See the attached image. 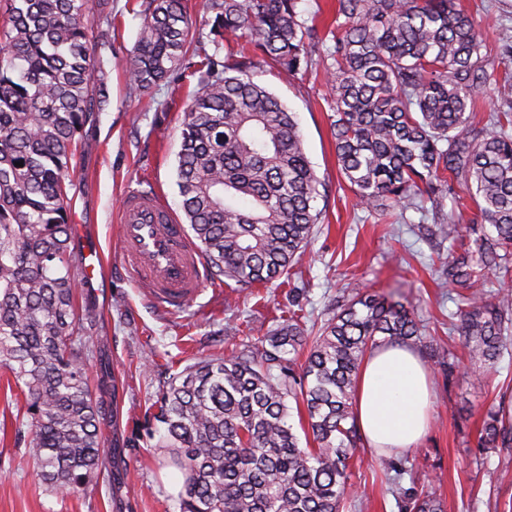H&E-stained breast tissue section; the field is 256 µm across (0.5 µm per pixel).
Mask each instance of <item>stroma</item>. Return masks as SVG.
<instances>
[{"mask_svg":"<svg viewBox=\"0 0 512 512\" xmlns=\"http://www.w3.org/2000/svg\"><path fill=\"white\" fill-rule=\"evenodd\" d=\"M110 22L93 26L98 68L109 77L110 103L91 114L83 145L66 180L75 259L99 251L102 280L79 281V301L90 312L85 328L95 348L87 375L105 414L112 464L87 495L64 497L37 477L22 423L25 397L0 368V512H180L182 482L167 466L168 451L151 445L164 428L150 411L173 374L198 361L238 350L233 329L250 324L277 328L282 310L297 302L305 330L318 329L342 304L347 284L391 293L411 302L425 329L420 357L434 388L426 436L404 450L403 474L385 479L377 456L358 450L353 472L356 498L345 512H398L392 488L436 494L445 512H512V446L480 450L478 430L488 409L512 415V345L483 376L468 356L453 301L455 288L441 275L448 240L432 218L407 212L394 223L378 222L360 206L340 176L331 135L330 89L311 72L280 74L257 69L254 78L296 113L305 152L321 195L317 224L297 274L241 288L210 275L199 297L176 312L155 308L120 269L119 206L124 195L158 193L176 221L175 168L185 108L198 80L188 76L144 90L123 69L144 17V0H111ZM481 22L488 44L512 41V0H460Z\"/></svg>","mask_w":512,"mask_h":512,"instance_id":"obj_1","label":"stroma"}]
</instances>
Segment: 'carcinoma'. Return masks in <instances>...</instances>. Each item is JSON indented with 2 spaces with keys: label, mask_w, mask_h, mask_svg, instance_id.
<instances>
[{
  "label": "carcinoma",
  "mask_w": 512,
  "mask_h": 512,
  "mask_svg": "<svg viewBox=\"0 0 512 512\" xmlns=\"http://www.w3.org/2000/svg\"><path fill=\"white\" fill-rule=\"evenodd\" d=\"M87 2L8 0L0 31V366L26 398L38 476L63 496L84 493L112 454L86 375L65 188L90 114L110 101L104 76L89 86ZM300 2L206 0L211 43L226 54L198 61L188 56L189 0L146 2L130 80L151 89L199 75L176 183L202 255L239 286L286 275L303 255L322 216L320 182L294 113L253 71H306L309 49L321 51L338 170L360 204L386 221L454 183L474 202L481 223L443 216L436 231L471 240L448 253L443 274L465 348L494 367L512 340V293L489 300L485 290L490 276L512 279V77L492 69L512 60V45L488 54L481 24L457 0H336V24L325 29ZM486 88L502 112L492 130L466 116ZM300 319L288 309L257 342L186 367L162 392L155 419L183 475L181 512H343L364 445L353 411L364 358L385 341L421 347L425 336L405 303L357 287L316 335ZM304 352L297 374L291 364ZM289 398L317 447L300 446ZM511 441L512 425L488 410L478 447ZM397 507L444 512L437 496L411 491Z\"/></svg>",
  "instance_id": "obj_1"
}]
</instances>
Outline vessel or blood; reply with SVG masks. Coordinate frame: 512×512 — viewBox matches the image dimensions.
<instances>
[{"mask_svg": "<svg viewBox=\"0 0 512 512\" xmlns=\"http://www.w3.org/2000/svg\"><path fill=\"white\" fill-rule=\"evenodd\" d=\"M127 279L159 307L176 311L196 296L209 268L161 199L150 191L126 197L119 241Z\"/></svg>", "mask_w": 512, "mask_h": 512, "instance_id": "obj_1", "label": "vessel or blood"}]
</instances>
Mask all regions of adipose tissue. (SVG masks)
Wrapping results in <instances>:
<instances>
[{"instance_id": "obj_1", "label": "adipose tissue", "mask_w": 512, "mask_h": 512, "mask_svg": "<svg viewBox=\"0 0 512 512\" xmlns=\"http://www.w3.org/2000/svg\"><path fill=\"white\" fill-rule=\"evenodd\" d=\"M431 408L428 371L417 355L385 345L366 356L354 413L368 446L396 451L413 447L429 427Z\"/></svg>"}]
</instances>
